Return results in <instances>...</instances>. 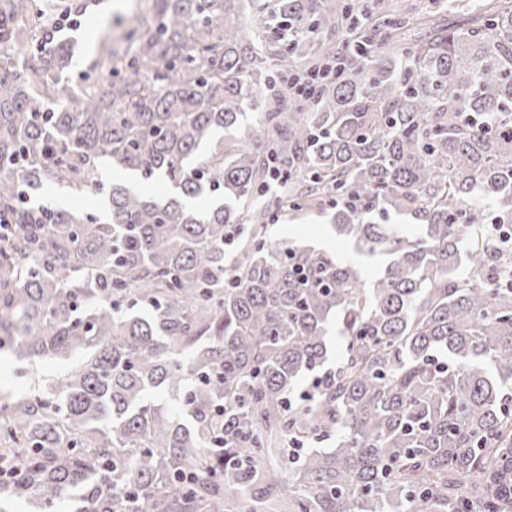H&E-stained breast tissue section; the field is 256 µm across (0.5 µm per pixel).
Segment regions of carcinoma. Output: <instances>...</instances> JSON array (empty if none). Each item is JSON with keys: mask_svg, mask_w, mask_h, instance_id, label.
I'll return each mask as SVG.
<instances>
[{"mask_svg": "<svg viewBox=\"0 0 512 512\" xmlns=\"http://www.w3.org/2000/svg\"><path fill=\"white\" fill-rule=\"evenodd\" d=\"M254 7L300 33L344 26L354 50L281 45ZM462 7L446 26L448 0L399 17L381 0H148L64 89L73 45L47 10L75 25L87 0H0V351L78 359L0 403V512L507 509L512 242L484 224L512 231V0ZM330 58L314 101L289 94ZM257 102V134L235 136ZM105 164L169 192L107 187ZM46 185L107 208L29 204ZM326 205L361 261L388 257L380 272L267 236Z\"/></svg>", "mask_w": 512, "mask_h": 512, "instance_id": "obj_1", "label": "carcinoma"}]
</instances>
